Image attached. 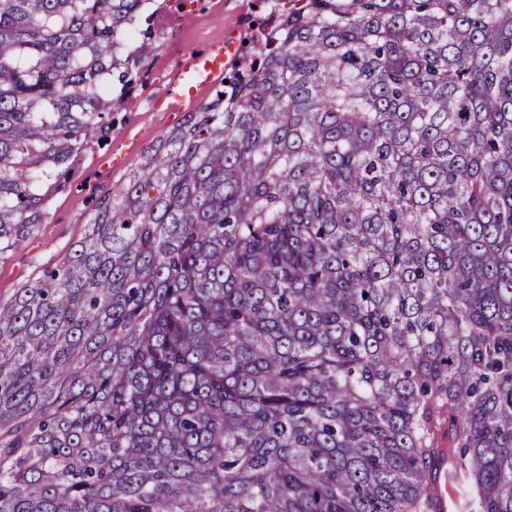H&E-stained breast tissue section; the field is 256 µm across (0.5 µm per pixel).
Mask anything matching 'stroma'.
Returning a JSON list of instances; mask_svg holds the SVG:
<instances>
[{
    "label": "stroma",
    "instance_id": "1",
    "mask_svg": "<svg viewBox=\"0 0 512 512\" xmlns=\"http://www.w3.org/2000/svg\"><path fill=\"white\" fill-rule=\"evenodd\" d=\"M254 16L253 0H224V15L196 29L197 40H213L228 32L245 38ZM208 99L198 94L186 100L169 96L167 112L142 111L141 98L129 101L120 112L106 146L87 151L76 181L52 204L43 224L36 227L25 244L0 261V295L9 296L14 288L36 278L41 269L55 264L67 248L84 232L90 219L92 195L111 190L128 171L139 166L143 150L175 126L185 112L200 108ZM120 156L118 167H111L113 156Z\"/></svg>",
    "mask_w": 512,
    "mask_h": 512
}]
</instances>
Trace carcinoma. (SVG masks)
Listing matches in <instances>:
<instances>
[{
    "instance_id": "obj_1",
    "label": "carcinoma",
    "mask_w": 512,
    "mask_h": 512,
    "mask_svg": "<svg viewBox=\"0 0 512 512\" xmlns=\"http://www.w3.org/2000/svg\"><path fill=\"white\" fill-rule=\"evenodd\" d=\"M209 101L0 298V512H512V0H255ZM181 0H0V259ZM136 31V42L122 41ZM448 442L447 447L442 448L441 463L437 471L436 495L439 499L437 512H448L451 504L455 502L456 495L448 496Z\"/></svg>"
}]
</instances>
